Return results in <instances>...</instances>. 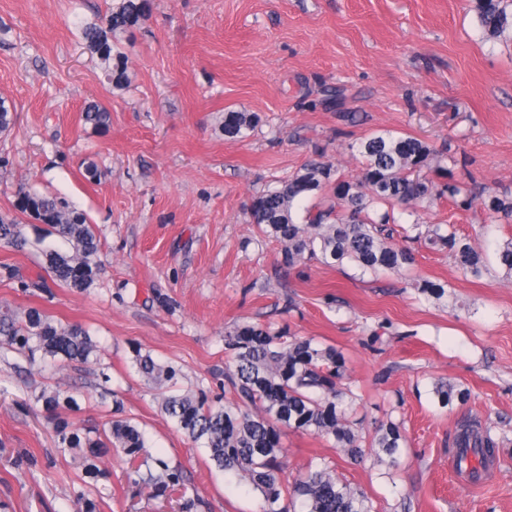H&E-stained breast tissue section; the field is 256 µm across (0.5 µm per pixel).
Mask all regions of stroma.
<instances>
[{"mask_svg":"<svg viewBox=\"0 0 512 512\" xmlns=\"http://www.w3.org/2000/svg\"><path fill=\"white\" fill-rule=\"evenodd\" d=\"M111 7L0 0V97L16 113L0 134V213L22 186L65 197L87 214L103 266L87 291L32 295L19 281L42 270L43 225L27 222L24 250L0 244V265L17 273L0 277V306L39 307L100 343L88 364L0 356V512L76 510L79 471L34 401L56 386L77 395L76 426L109 427L117 412L138 424L148 454L183 466L197 512H259L260 494L214 467L134 364L135 351L148 352L179 368L173 392L223 393L224 336L245 322L342 351L363 447L378 421L404 427L396 468L371 454L351 464L331 441L284 430L285 480L325 464L375 512H512V276L497 260L512 220L449 199L397 215L402 225H455L485 259L473 278L420 243L398 271L287 270L280 245L247 214L253 196L310 161L355 178L362 159L352 144L380 132L427 142L449 179L477 194H512V39L486 40L469 0H152L148 19L120 38L131 64L118 90L81 36ZM91 100L111 108L107 132L82 121ZM240 109L258 124L246 139L227 138L224 114ZM425 280L447 284V296L419 293ZM442 384L468 400L439 407ZM464 419L490 424L499 443L475 482L449 462ZM103 462L112 487L103 512H177L176 501L129 483L121 451Z\"/></svg>","mask_w":512,"mask_h":512,"instance_id":"1","label":"stroma"}]
</instances>
